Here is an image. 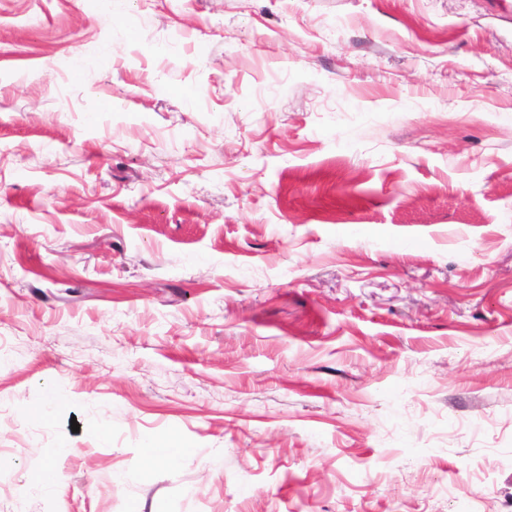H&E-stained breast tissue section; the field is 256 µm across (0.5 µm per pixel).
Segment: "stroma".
Returning a JSON list of instances; mask_svg holds the SVG:
<instances>
[{"instance_id":"1","label":"stroma","mask_w":512,"mask_h":512,"mask_svg":"<svg viewBox=\"0 0 512 512\" xmlns=\"http://www.w3.org/2000/svg\"><path fill=\"white\" fill-rule=\"evenodd\" d=\"M0 512H512V0H0Z\"/></svg>"}]
</instances>
